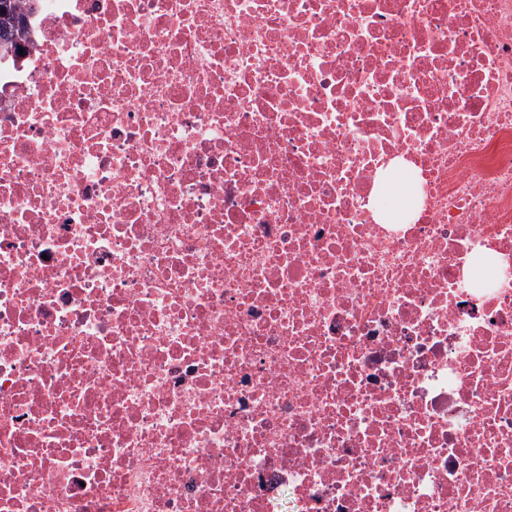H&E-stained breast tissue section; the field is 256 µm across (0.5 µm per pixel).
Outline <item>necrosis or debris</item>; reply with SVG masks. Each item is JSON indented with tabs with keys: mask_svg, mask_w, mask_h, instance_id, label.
Returning a JSON list of instances; mask_svg holds the SVG:
<instances>
[{
	"mask_svg": "<svg viewBox=\"0 0 512 512\" xmlns=\"http://www.w3.org/2000/svg\"><path fill=\"white\" fill-rule=\"evenodd\" d=\"M0 69V512H512V0H42Z\"/></svg>",
	"mask_w": 512,
	"mask_h": 512,
	"instance_id": "necrosis-or-debris-1",
	"label": "necrosis or debris"
}]
</instances>
